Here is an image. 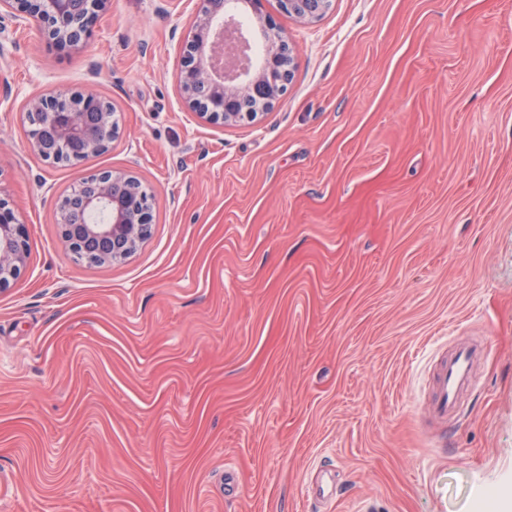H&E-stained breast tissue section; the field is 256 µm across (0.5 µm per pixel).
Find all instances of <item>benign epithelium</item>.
Segmentation results:
<instances>
[{"label": "benign epithelium", "instance_id": "1", "mask_svg": "<svg viewBox=\"0 0 512 512\" xmlns=\"http://www.w3.org/2000/svg\"><path fill=\"white\" fill-rule=\"evenodd\" d=\"M112 0H84L83 11H72L70 0H0V14L8 15L20 26L35 25L42 38L59 49L76 47L89 36L93 22L109 8ZM196 20L187 32L184 62L177 74L181 92L196 113L225 124L252 122L271 108L291 80V48L288 41L277 37L267 42L263 61L256 68L211 62L216 52L223 50L228 37L237 31L230 5L243 2L252 7L260 31L271 32L273 24L262 17L261 0H198ZM280 10L301 22L319 19L331 0H278ZM263 91V103L254 112L238 111V102L248 93ZM61 100L77 99L79 108L68 107L64 112L44 109L45 97L29 96L26 111L44 113L61 143L80 139L86 152L96 155L108 148V143L88 132L80 119L85 107H96L101 98L92 90L58 95ZM128 179L123 173L108 172L98 194L86 201L92 212L105 210L109 220L104 224H84L73 227L61 224V235L69 252L89 262H116L124 259L143 242L150 230L151 203L139 204L120 200L115 186ZM112 240V252L94 257L85 252L87 241ZM26 258L25 225L14 211L0 202V290L10 286L20 274Z\"/></svg>", "mask_w": 512, "mask_h": 512}]
</instances>
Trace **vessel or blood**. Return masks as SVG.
Masks as SVG:
<instances>
[{
    "instance_id": "vessel-or-blood-1",
    "label": "vessel or blood",
    "mask_w": 512,
    "mask_h": 512,
    "mask_svg": "<svg viewBox=\"0 0 512 512\" xmlns=\"http://www.w3.org/2000/svg\"><path fill=\"white\" fill-rule=\"evenodd\" d=\"M476 359V351L466 346L455 347L441 359L434 374L433 395L424 408L426 421L444 424L459 412L463 394L477 381Z\"/></svg>"
}]
</instances>
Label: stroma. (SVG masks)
<instances>
[{
  "mask_svg": "<svg viewBox=\"0 0 512 512\" xmlns=\"http://www.w3.org/2000/svg\"><path fill=\"white\" fill-rule=\"evenodd\" d=\"M195 0H112L60 50L0 18V512H500L512 489V0H331L253 122L176 73ZM94 87L119 133L68 166L25 96ZM99 171L154 196L125 260L78 261L58 202ZM481 346L458 419L436 361ZM335 479L317 496L319 470ZM26 258L25 224L0 201V290L20 274Z\"/></svg>",
  "mask_w": 512,
  "mask_h": 512,
  "instance_id": "35a3bbf8",
  "label": "stroma"
}]
</instances>
